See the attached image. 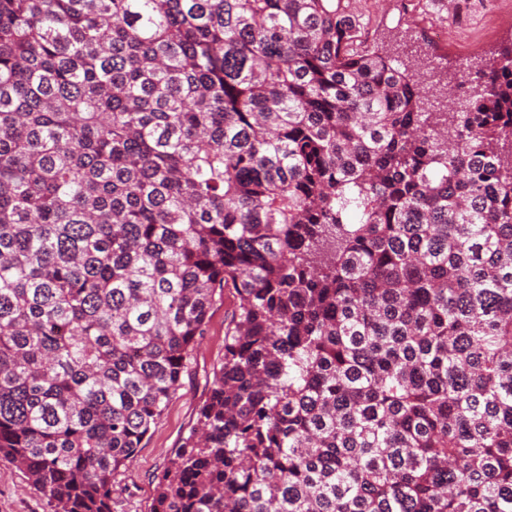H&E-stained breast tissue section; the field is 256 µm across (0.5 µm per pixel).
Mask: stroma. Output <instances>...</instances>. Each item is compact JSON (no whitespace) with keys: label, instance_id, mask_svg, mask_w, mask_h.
<instances>
[{"label":"stroma","instance_id":"obj_1","mask_svg":"<svg viewBox=\"0 0 512 512\" xmlns=\"http://www.w3.org/2000/svg\"><path fill=\"white\" fill-rule=\"evenodd\" d=\"M418 16L407 12V0H351L360 22L357 51L394 50L408 43L418 55L440 63L444 76L457 71L463 53L489 58L512 40V25L494 23L478 0H423ZM458 9L461 22L448 37L434 41L423 35L427 25L443 23L449 9ZM237 303L228 290L215 294L205 331L187 358L181 385L157 423L126 467L115 477V512H150L156 477L168 465L194 426L206 400L214 373L224 359L226 318ZM0 512H49L46 498L36 491L14 464L0 458Z\"/></svg>","mask_w":512,"mask_h":512}]
</instances>
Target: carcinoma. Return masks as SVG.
<instances>
[{
  "label": "carcinoma",
  "mask_w": 512,
  "mask_h": 512,
  "mask_svg": "<svg viewBox=\"0 0 512 512\" xmlns=\"http://www.w3.org/2000/svg\"><path fill=\"white\" fill-rule=\"evenodd\" d=\"M347 0H0V457L112 478L238 304L150 512H512V44L425 111Z\"/></svg>",
  "instance_id": "1"
}]
</instances>
